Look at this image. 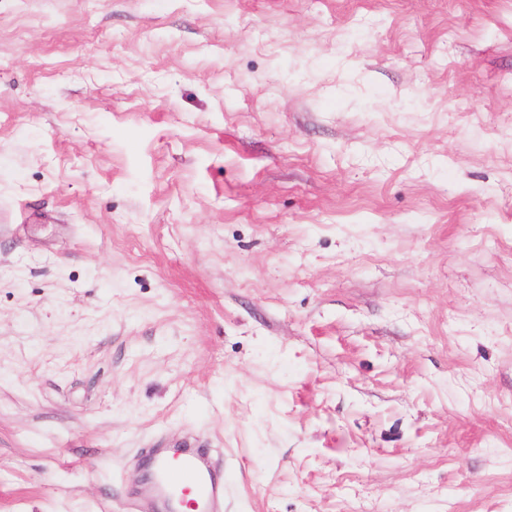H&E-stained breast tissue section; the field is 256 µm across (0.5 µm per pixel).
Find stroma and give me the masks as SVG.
I'll return each instance as SVG.
<instances>
[{"instance_id":"stroma-1","label":"stroma","mask_w":512,"mask_h":512,"mask_svg":"<svg viewBox=\"0 0 512 512\" xmlns=\"http://www.w3.org/2000/svg\"><path fill=\"white\" fill-rule=\"evenodd\" d=\"M512 512V0H0V512ZM153 481L142 493L140 512H222L224 466L201 448H157L150 459ZM164 511V512H167Z\"/></svg>"}]
</instances>
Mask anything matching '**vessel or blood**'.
<instances>
[{"instance_id": "vessel-or-blood-1", "label": "vessel or blood", "mask_w": 512, "mask_h": 512, "mask_svg": "<svg viewBox=\"0 0 512 512\" xmlns=\"http://www.w3.org/2000/svg\"><path fill=\"white\" fill-rule=\"evenodd\" d=\"M153 480L142 493L141 512L158 504L175 512H221L224 468L201 448H159L150 459Z\"/></svg>"}]
</instances>
